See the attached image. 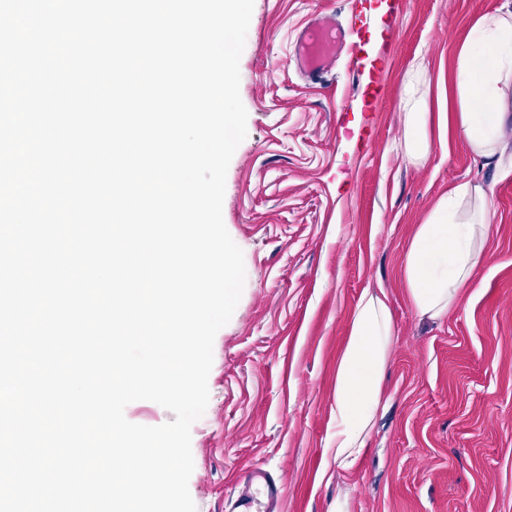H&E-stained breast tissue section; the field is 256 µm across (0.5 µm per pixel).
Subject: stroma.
Returning a JSON list of instances; mask_svg holds the SVG:
<instances>
[{
	"instance_id": "35a3bbf8",
	"label": "stroma",
	"mask_w": 512,
	"mask_h": 512,
	"mask_svg": "<svg viewBox=\"0 0 512 512\" xmlns=\"http://www.w3.org/2000/svg\"><path fill=\"white\" fill-rule=\"evenodd\" d=\"M506 0H255L239 61L247 136L227 170L222 215L246 281L214 340L210 399L191 428L197 512H233L253 468L282 478L280 512H512V174L471 155L448 124L453 48ZM381 16L310 82L293 54L317 18ZM374 60L370 111L348 66ZM433 141L403 160L405 75ZM491 186L494 234L462 300L430 320L408 303L401 266L417 224L449 187ZM384 292L396 330L385 402L349 474L325 455L336 359L365 292ZM328 480H319L320 471Z\"/></svg>"
}]
</instances>
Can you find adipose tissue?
Here are the masks:
<instances>
[{"mask_svg":"<svg viewBox=\"0 0 512 512\" xmlns=\"http://www.w3.org/2000/svg\"><path fill=\"white\" fill-rule=\"evenodd\" d=\"M453 79L454 124L468 152L500 167L512 142V7L476 16L456 42ZM416 73H409L403 101V138L408 163L421 164L431 151L428 114L416 98ZM493 231L490 190L482 183L453 186L417 225L404 256L402 282L419 315L445 317L459 302ZM394 326L384 294L365 292L352 315L336 368L335 422L326 455L350 472L370 435L381 405V377Z\"/></svg>","mask_w":512,"mask_h":512,"instance_id":"1","label":"adipose tissue"}]
</instances>
